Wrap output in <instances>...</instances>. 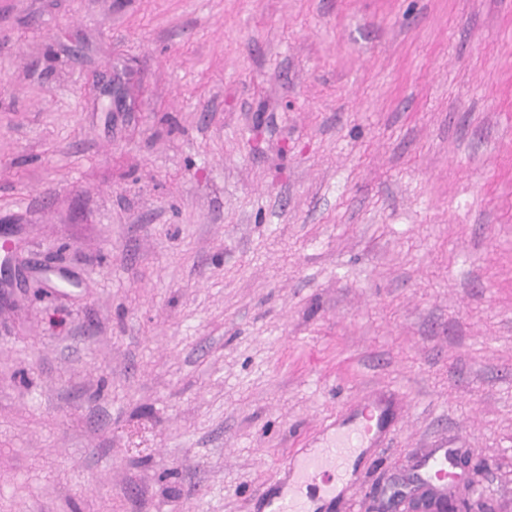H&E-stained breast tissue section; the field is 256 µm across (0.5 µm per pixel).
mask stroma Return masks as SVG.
<instances>
[{"label": "stroma", "mask_w": 512, "mask_h": 512, "mask_svg": "<svg viewBox=\"0 0 512 512\" xmlns=\"http://www.w3.org/2000/svg\"><path fill=\"white\" fill-rule=\"evenodd\" d=\"M2 224L0 512H265L369 395L326 512H512V0H0ZM452 482L446 487L433 486L428 478L419 475H412L400 481H394L384 489V494L390 492L389 500L408 498L413 510L407 512H435L434 506L442 497H450L456 485L460 483L469 484L471 472L486 467L487 464H473L466 455H460L449 462ZM459 469L460 472L456 470ZM454 482V483H453Z\"/></svg>", "instance_id": "1"}]
</instances>
